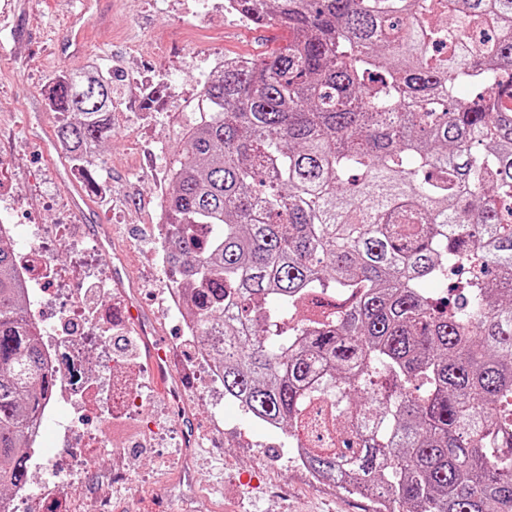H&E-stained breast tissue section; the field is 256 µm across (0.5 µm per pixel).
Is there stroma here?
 <instances>
[{
	"label": "stroma",
	"instance_id": "obj_1",
	"mask_svg": "<svg viewBox=\"0 0 512 512\" xmlns=\"http://www.w3.org/2000/svg\"><path fill=\"white\" fill-rule=\"evenodd\" d=\"M88 17L81 50L60 54L79 0H0V183L12 199L0 202V224L63 228L73 243L62 270L67 278H111L121 263L135 303L161 333L176 372L191 381L187 407L207 447L197 458L194 488L198 512H371V502L340 490L318 488L288 462L286 436L263 433L221 395L208 391L204 371L193 364L179 321L166 314L158 290L164 274L157 259L162 193L168 190L165 161L177 142L169 125L183 101L196 98L201 79L221 56L259 57L287 42L278 26L258 27L224 11L223 0H99ZM92 59L112 74V136L102 162L89 168L94 209L78 212L69 195L70 165L59 156L49 110V85L62 70ZM95 224L112 229V245L99 247ZM130 341L132 378L140 387L141 416L156 430H126L116 444L135 445L130 459L133 487L112 499V512H156L165 487L182 470L183 434L167 409L137 331L114 329Z\"/></svg>",
	"mask_w": 512,
	"mask_h": 512
}]
</instances>
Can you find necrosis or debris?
<instances>
[{"mask_svg":"<svg viewBox=\"0 0 512 512\" xmlns=\"http://www.w3.org/2000/svg\"><path fill=\"white\" fill-rule=\"evenodd\" d=\"M0 238L14 244L16 275L25 290L28 316L40 330L46 362L58 378L31 436L29 463L38 479L15 492L4 505L6 512H44L49 504L63 512L78 498L84 477L98 456L112 462L107 473L109 486L131 487L130 449L110 446L108 438L101 435L80 434L75 421L63 414L65 408L82 403L101 381L106 384L105 398L111 407L130 415L142 405L140 390L126 372L122 357L113 352L111 338L101 335L97 323L83 316L84 285L70 290L63 318L50 320L43 314L47 287L59 275V258L69 252L70 240L43 228L30 229L23 237L14 224H0ZM93 351L98 352L99 362L89 371L85 358ZM53 437L61 447L51 455L46 445Z\"/></svg>","mask_w":512,"mask_h":512,"instance_id":"obj_1","label":"necrosis or debris"}]
</instances>
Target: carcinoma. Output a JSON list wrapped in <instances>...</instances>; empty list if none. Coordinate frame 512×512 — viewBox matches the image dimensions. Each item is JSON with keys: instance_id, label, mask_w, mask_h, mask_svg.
Here are the masks:
<instances>
[{"instance_id": "obj_1", "label": "carcinoma", "mask_w": 512, "mask_h": 512, "mask_svg": "<svg viewBox=\"0 0 512 512\" xmlns=\"http://www.w3.org/2000/svg\"><path fill=\"white\" fill-rule=\"evenodd\" d=\"M235 2L288 44L204 82L161 214L224 392L372 512H512V0ZM50 98L94 165L112 74ZM53 382L0 242V490Z\"/></svg>"}]
</instances>
